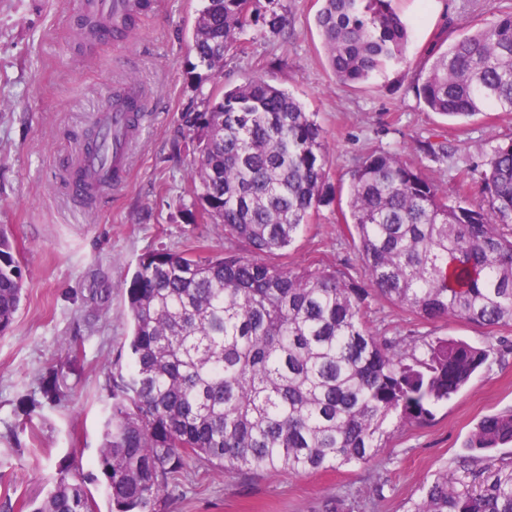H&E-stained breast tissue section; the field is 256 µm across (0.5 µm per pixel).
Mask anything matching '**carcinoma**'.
<instances>
[{
	"label": "carcinoma",
	"instance_id": "1",
	"mask_svg": "<svg viewBox=\"0 0 512 512\" xmlns=\"http://www.w3.org/2000/svg\"><path fill=\"white\" fill-rule=\"evenodd\" d=\"M286 17L260 0H203L192 48L203 83L248 32ZM326 60L344 84L406 63L409 24L397 0H322ZM416 95L431 112H512V12L426 49ZM192 155V224H212L242 246L201 257L159 249L140 258L127 288V370L95 465L109 512H163L170 486L195 459L219 471L303 474L367 463L384 424L421 422L458 394L491 350L453 338L388 339L362 320V289L336 271L290 268L288 253L334 200L329 151L315 114L253 73L217 88L182 116ZM343 233L375 294L427 321L512 325V143L480 174V199L459 180L450 193L400 152H373L349 172ZM23 270L0 227V335L20 308ZM512 410L483 417L464 448L466 482L443 473L407 512H512ZM31 512H100L77 475L62 470Z\"/></svg>",
	"mask_w": 512,
	"mask_h": 512
}]
</instances>
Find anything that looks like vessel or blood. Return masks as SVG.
<instances>
[{"label":"vessel or blood","mask_w":512,"mask_h":512,"mask_svg":"<svg viewBox=\"0 0 512 512\" xmlns=\"http://www.w3.org/2000/svg\"><path fill=\"white\" fill-rule=\"evenodd\" d=\"M117 95V105L99 115L97 122L109 144L108 158L100 159L82 148L75 159L65 160L60 167L68 195L88 209L95 208L109 191L121 188L126 180L129 145L117 138V131L127 128L138 134L146 122V103L137 86L123 85Z\"/></svg>","instance_id":"obj_1"}]
</instances>
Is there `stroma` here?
<instances>
[{"label":"stroma","instance_id":"stroma-1","mask_svg":"<svg viewBox=\"0 0 512 512\" xmlns=\"http://www.w3.org/2000/svg\"><path fill=\"white\" fill-rule=\"evenodd\" d=\"M126 42L93 52L76 46L83 0H0V225L12 234L24 271L20 309L0 335V512H22L43 496L58 471L79 469L95 496L93 464L112 363L129 333L125 288L139 258L166 248L223 251L211 224L185 223L190 159L175 150L181 116L202 108L192 70V28L201 0H152ZM512 8V0H401L410 21L408 64L365 85L339 82L315 25L319 0H278L288 25L256 35L247 54L227 60L216 83L240 84L260 73L317 113L329 145L336 198L297 237L284 264L329 268L365 288L356 249L341 234L348 173L367 153L398 151L420 140L444 142L453 159L413 152L406 159L443 187L468 176L479 183L492 146L512 141V112L489 110L451 121L428 111L410 88L424 51L440 30L461 33ZM141 88L148 108L130 153L128 183L92 210L71 202L58 173L76 153V133L93 125L115 88ZM366 325L388 337L440 336L493 345L485 367L430 421L389 426L368 463L295 475L219 474L196 461L170 490L166 512H406L423 485L456 470L478 421L512 409V326L426 322L367 292ZM57 376L60 397L41 390Z\"/></svg>","mask_w":512,"mask_h":512}]
</instances>
